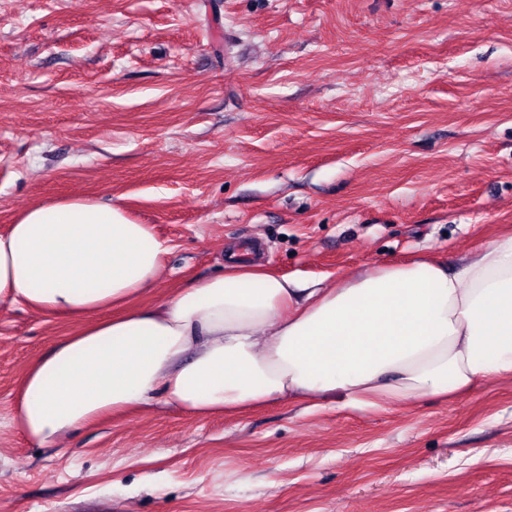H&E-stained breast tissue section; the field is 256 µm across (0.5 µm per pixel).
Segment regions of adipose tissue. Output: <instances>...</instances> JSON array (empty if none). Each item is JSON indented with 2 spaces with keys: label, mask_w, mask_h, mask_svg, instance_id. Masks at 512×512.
Instances as JSON below:
<instances>
[{
  "label": "adipose tissue",
  "mask_w": 512,
  "mask_h": 512,
  "mask_svg": "<svg viewBox=\"0 0 512 512\" xmlns=\"http://www.w3.org/2000/svg\"><path fill=\"white\" fill-rule=\"evenodd\" d=\"M168 250L122 204L79 197L0 232V309L80 324L19 385L11 423L29 441L157 399L199 417L336 393L386 408L512 379V233L455 267L384 263L306 290L234 255L223 274L139 304Z\"/></svg>",
  "instance_id": "1"
}]
</instances>
